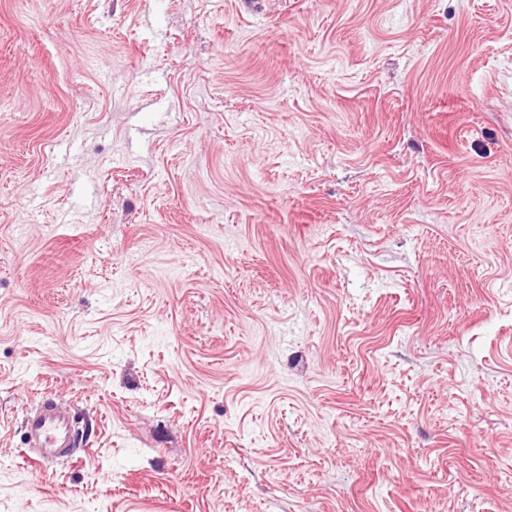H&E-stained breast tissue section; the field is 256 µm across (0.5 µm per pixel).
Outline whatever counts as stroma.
<instances>
[{"instance_id": "obj_1", "label": "stroma", "mask_w": 512, "mask_h": 512, "mask_svg": "<svg viewBox=\"0 0 512 512\" xmlns=\"http://www.w3.org/2000/svg\"><path fill=\"white\" fill-rule=\"evenodd\" d=\"M0 512H512V0H0ZM25 434L27 443L38 448L36 456L29 457L37 464L71 458L74 454L73 418L51 399H42L27 416Z\"/></svg>"}]
</instances>
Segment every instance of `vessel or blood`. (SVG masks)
I'll return each instance as SVG.
<instances>
[{"mask_svg":"<svg viewBox=\"0 0 512 512\" xmlns=\"http://www.w3.org/2000/svg\"><path fill=\"white\" fill-rule=\"evenodd\" d=\"M25 434L30 446L36 447V463L71 457L75 447V426L68 411L53 400L44 399L27 416Z\"/></svg>","mask_w":512,"mask_h":512,"instance_id":"b4317fda","label":"vessel or blood"}]
</instances>
